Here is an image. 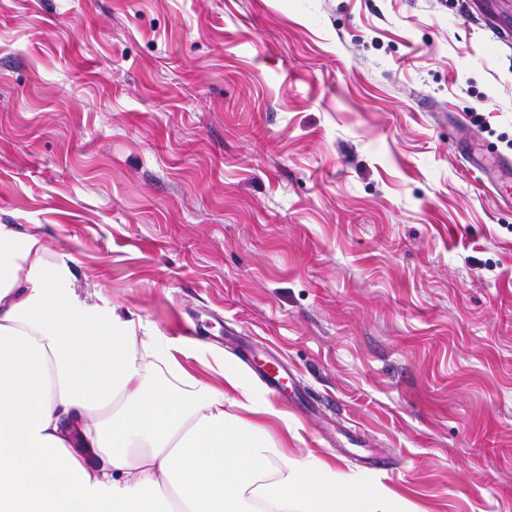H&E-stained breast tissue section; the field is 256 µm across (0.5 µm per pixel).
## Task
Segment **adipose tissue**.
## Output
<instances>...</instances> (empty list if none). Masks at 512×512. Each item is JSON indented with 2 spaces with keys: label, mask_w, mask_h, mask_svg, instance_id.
I'll return each mask as SVG.
<instances>
[{
  "label": "adipose tissue",
  "mask_w": 512,
  "mask_h": 512,
  "mask_svg": "<svg viewBox=\"0 0 512 512\" xmlns=\"http://www.w3.org/2000/svg\"><path fill=\"white\" fill-rule=\"evenodd\" d=\"M188 349L81 299L39 236L0 224V512H391L289 461L266 395L220 356L223 386L199 378Z\"/></svg>",
  "instance_id": "obj_1"
}]
</instances>
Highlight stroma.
I'll return each mask as SVG.
<instances>
[{"label":"stroma","instance_id":"stroma-1","mask_svg":"<svg viewBox=\"0 0 512 512\" xmlns=\"http://www.w3.org/2000/svg\"><path fill=\"white\" fill-rule=\"evenodd\" d=\"M492 22L512 0H0V224L140 335L196 322L214 385L201 357L284 363L289 459L512 512V203L451 145L512 155Z\"/></svg>","mask_w":512,"mask_h":512}]
</instances>
